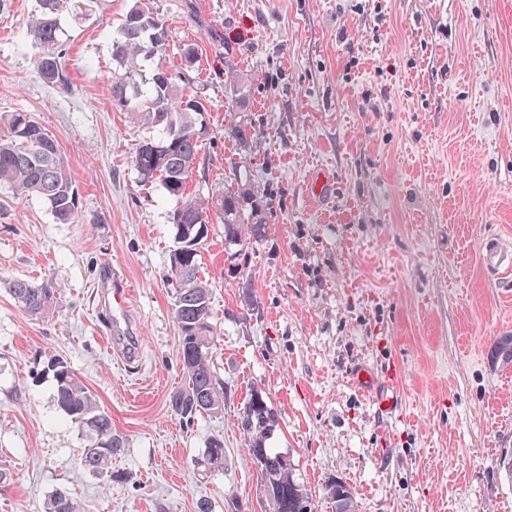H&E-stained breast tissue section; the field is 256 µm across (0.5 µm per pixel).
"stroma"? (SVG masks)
I'll use <instances>...</instances> for the list:
<instances>
[{"label":"stroma","mask_w":512,"mask_h":512,"mask_svg":"<svg viewBox=\"0 0 512 512\" xmlns=\"http://www.w3.org/2000/svg\"><path fill=\"white\" fill-rule=\"evenodd\" d=\"M129 0H99L71 40L70 91L44 82L29 36L36 0L0 11V133L27 112L55 141L83 221L38 198L0 212V512H44L64 491L82 512H268L239 415L252 393L275 414L317 512L346 482L357 512H512V276L483 262L512 242V0H149L184 45L210 103L188 184L208 195L245 166L262 193V240L224 244L212 217L201 252L224 408L181 423L179 331L168 281L176 207L131 164L148 131L112 102L111 45ZM248 91L232 111L226 74ZM250 123L248 141L229 134ZM328 176L325 195L312 181ZM47 278L57 306L35 318L9 293ZM130 300L112 329V290ZM63 360L128 438L121 481L79 466L85 437L58 408ZM368 366L393 413L352 381ZM378 388V389H379ZM224 440V469L191 461Z\"/></svg>","instance_id":"1"}]
</instances>
